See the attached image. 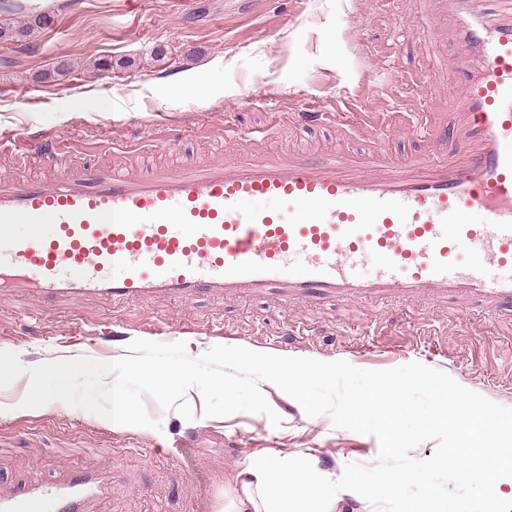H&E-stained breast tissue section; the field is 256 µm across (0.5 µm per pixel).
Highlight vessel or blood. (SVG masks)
Instances as JSON below:
<instances>
[{"label": "vessel or blood", "instance_id": "1", "mask_svg": "<svg viewBox=\"0 0 512 512\" xmlns=\"http://www.w3.org/2000/svg\"><path fill=\"white\" fill-rule=\"evenodd\" d=\"M438 2L458 47L443 65L464 72L458 161L409 169L375 158L360 170L339 153L242 162L228 152L176 169H87L48 139L51 182L0 177V295L135 302L274 290L305 302L512 303V0ZM254 199L284 207L245 209ZM111 484L106 470H66L32 482L26 500L0 496V512H27L29 500L85 512Z\"/></svg>", "mask_w": 512, "mask_h": 512}]
</instances>
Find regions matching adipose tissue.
Listing matches in <instances>:
<instances>
[{
    "instance_id": "obj_1",
    "label": "adipose tissue",
    "mask_w": 512,
    "mask_h": 512,
    "mask_svg": "<svg viewBox=\"0 0 512 512\" xmlns=\"http://www.w3.org/2000/svg\"><path fill=\"white\" fill-rule=\"evenodd\" d=\"M363 496V490L336 483L309 465L282 468L266 461L235 474L224 494V512H336L345 499Z\"/></svg>"
}]
</instances>
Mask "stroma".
<instances>
[{
    "label": "stroma",
    "instance_id": "stroma-1",
    "mask_svg": "<svg viewBox=\"0 0 512 512\" xmlns=\"http://www.w3.org/2000/svg\"><path fill=\"white\" fill-rule=\"evenodd\" d=\"M50 20L14 41L0 40V136L26 127L61 138L73 160L164 164L203 156L225 126L243 160L298 154L328 160L342 149L355 163L382 153L390 165L421 157L454 160L458 80L435 67L455 55L451 14L433 0H77L61 9L42 0ZM110 61L97 69L96 61ZM61 61L71 69L53 74ZM211 91L200 105L169 95L184 77ZM336 121H295L300 112ZM93 324L96 341L74 335ZM160 342H184L191 358L216 345L385 370L419 362L466 389L512 408V306L342 297L317 303L273 294L138 303L89 297L49 304L38 296L0 299V350L27 367L87 356L129 355L141 325ZM287 348H280V339ZM20 375L0 388V494L23 496L31 479L63 469L111 470L112 491L87 512H224V488L251 462L301 461L341 475L346 464H375V436L306 415L269 382L260 391L280 416H209L198 389L191 418L145 397L159 429L116 427L54 401L22 407Z\"/></svg>",
    "mask_w": 512,
    "mask_h": 512
}]
</instances>
